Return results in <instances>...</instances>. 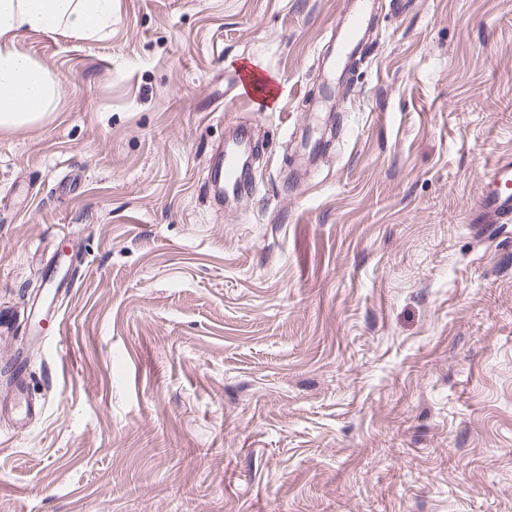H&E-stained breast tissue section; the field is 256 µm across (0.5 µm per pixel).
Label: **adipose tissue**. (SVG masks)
I'll return each mask as SVG.
<instances>
[{"instance_id": "obj_1", "label": "adipose tissue", "mask_w": 512, "mask_h": 512, "mask_svg": "<svg viewBox=\"0 0 512 512\" xmlns=\"http://www.w3.org/2000/svg\"><path fill=\"white\" fill-rule=\"evenodd\" d=\"M111 23L112 0H0V126L36 120L53 97L47 67L16 49L20 32L64 29L90 36Z\"/></svg>"}]
</instances>
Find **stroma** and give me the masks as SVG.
I'll use <instances>...</instances> for the list:
<instances>
[{"mask_svg":"<svg viewBox=\"0 0 512 512\" xmlns=\"http://www.w3.org/2000/svg\"><path fill=\"white\" fill-rule=\"evenodd\" d=\"M346 2L18 34L54 94L0 128V392L22 358L41 408L0 416V512H512V223L469 221L512 157V0H376L340 82ZM232 88L236 97L253 101L260 106L264 100L278 97L277 86L266 74L248 68L236 75ZM246 148L247 144L242 140L234 147L226 149L217 161H213L210 182L215 198L223 197V184L230 190L236 188L239 183L242 185L243 174L237 163V154Z\"/></svg>","mask_w":512,"mask_h":512,"instance_id":"stroma-1","label":"stroma"}]
</instances>
